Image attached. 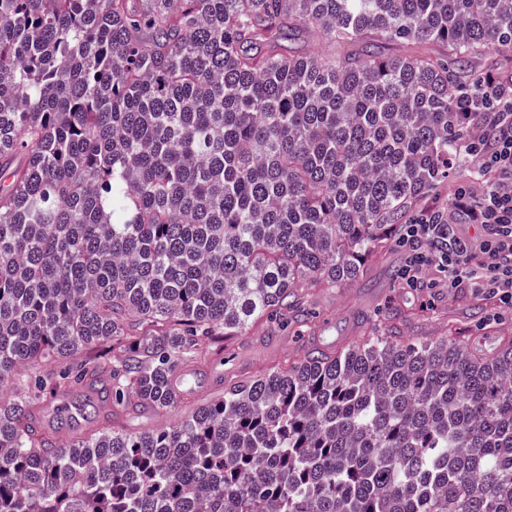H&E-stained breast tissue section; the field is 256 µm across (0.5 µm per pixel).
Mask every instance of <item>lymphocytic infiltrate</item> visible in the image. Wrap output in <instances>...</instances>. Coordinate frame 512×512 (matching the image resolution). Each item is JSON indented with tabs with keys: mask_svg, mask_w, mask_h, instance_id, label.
Wrapping results in <instances>:
<instances>
[{
	"mask_svg": "<svg viewBox=\"0 0 512 512\" xmlns=\"http://www.w3.org/2000/svg\"><path fill=\"white\" fill-rule=\"evenodd\" d=\"M483 82L499 103L485 113L487 127L466 152L487 186L480 195L459 189L454 199L456 212L481 225L483 235L471 240L450 234L442 212H425L400 228L397 242L405 253L400 275L411 288L430 277L451 288L470 281L488 296L512 302V82L494 72Z\"/></svg>",
	"mask_w": 512,
	"mask_h": 512,
	"instance_id": "f902f5d3",
	"label": "lymphocytic infiltrate"
}]
</instances>
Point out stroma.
<instances>
[{
    "label": "stroma",
    "mask_w": 512,
    "mask_h": 512,
    "mask_svg": "<svg viewBox=\"0 0 512 512\" xmlns=\"http://www.w3.org/2000/svg\"><path fill=\"white\" fill-rule=\"evenodd\" d=\"M402 264L400 248L390 247L368 260L367 276L333 290L309 291L305 301L314 314L309 326L273 328L256 323L227 340L223 353L184 363L176 372L184 392L176 411L166 415L131 411L118 419V428L138 433L170 427L197 405L221 397L226 385L248 382L287 364L303 349L333 352L366 336L385 335L379 319L384 312L396 313L402 335L417 341L468 336L477 349L491 351L503 337L512 336L511 307L477 298L473 287L460 292L403 287Z\"/></svg>",
    "instance_id": "stroma-1"
}]
</instances>
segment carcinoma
Here are the masks:
<instances>
[{
  "label": "carcinoma",
  "instance_id": "obj_1",
  "mask_svg": "<svg viewBox=\"0 0 512 512\" xmlns=\"http://www.w3.org/2000/svg\"><path fill=\"white\" fill-rule=\"evenodd\" d=\"M511 47L512 0H0V390L124 351L0 397V512H512L511 338L306 351L135 435L40 422L84 382L172 411L212 337L310 323L467 168L454 107ZM62 397L61 393H58L53 398H47V404L44 406L42 410L43 421L47 426L55 427L54 437L61 443H66L67 441L72 440L73 436L81 433L85 429L96 427V426H106L108 423L105 419H102V414L96 413L95 415H91L86 419V417L77 416V420L71 424V426L57 425L56 415H57V407L59 404V398ZM58 426L60 428L58 429Z\"/></svg>",
  "mask_w": 512,
  "mask_h": 512
}]
</instances>
